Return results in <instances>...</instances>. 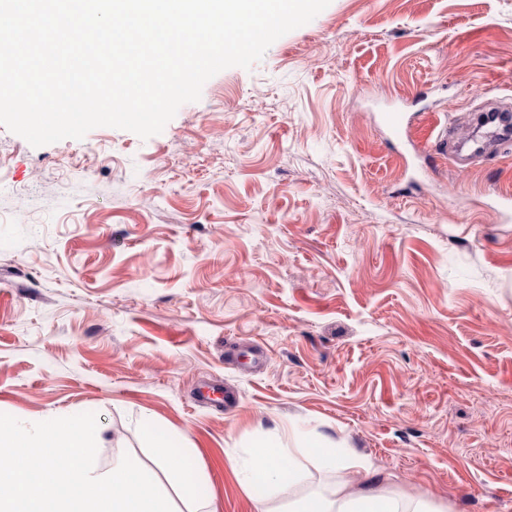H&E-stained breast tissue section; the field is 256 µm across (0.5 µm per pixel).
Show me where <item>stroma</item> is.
I'll list each match as a JSON object with an SVG mask.
<instances>
[{
  "label": "stroma",
  "instance_id": "1",
  "mask_svg": "<svg viewBox=\"0 0 512 512\" xmlns=\"http://www.w3.org/2000/svg\"><path fill=\"white\" fill-rule=\"evenodd\" d=\"M486 105L512 110V0H331L148 139L0 125V413H95L98 462L149 473L153 423L219 512H253L230 456L296 426L512 512V141L459 165L424 134Z\"/></svg>",
  "mask_w": 512,
  "mask_h": 512
}]
</instances>
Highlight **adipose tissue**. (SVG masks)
Returning a JSON list of instances; mask_svg holds the SVG:
<instances>
[{
    "label": "adipose tissue",
    "mask_w": 512,
    "mask_h": 512,
    "mask_svg": "<svg viewBox=\"0 0 512 512\" xmlns=\"http://www.w3.org/2000/svg\"><path fill=\"white\" fill-rule=\"evenodd\" d=\"M151 435L159 463L172 475L187 512H218L211 488L186 466L173 441L156 429ZM309 461L323 472L338 474V481L289 499L279 512H435L427 500L385 487L363 457L339 453L331 441L305 431L293 448L260 439L248 449L242 460L241 484L255 491L256 512H271L268 492L293 485Z\"/></svg>",
    "instance_id": "1"
}]
</instances>
